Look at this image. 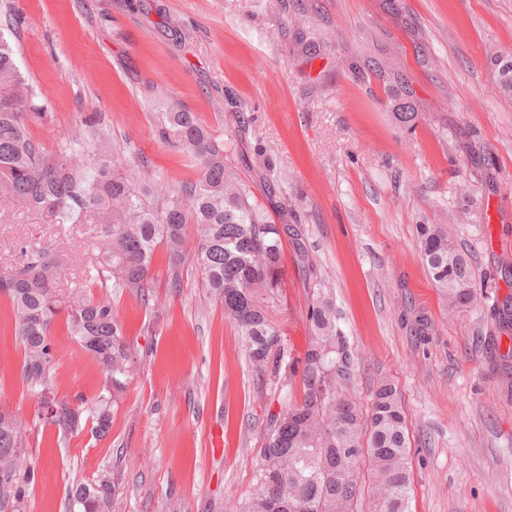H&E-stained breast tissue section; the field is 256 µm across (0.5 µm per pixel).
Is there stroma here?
Segmentation results:
<instances>
[{
  "instance_id": "obj_1",
  "label": "stroma",
  "mask_w": 512,
  "mask_h": 512,
  "mask_svg": "<svg viewBox=\"0 0 512 512\" xmlns=\"http://www.w3.org/2000/svg\"><path fill=\"white\" fill-rule=\"evenodd\" d=\"M15 18L16 63L51 105L32 127L46 146L92 116L174 187L196 173L159 141L160 112L230 135L228 162L269 221L290 225L274 309L289 357L303 354L308 285L322 281L355 355L356 400L368 405L383 378L401 392L410 512H512V390L484 342L512 295V91L499 84L512 0H0V24ZM404 102L409 130L395 117ZM423 224L470 257L480 307L449 310L422 263ZM98 232L2 204L0 273L22 246H56L72 256L58 282L74 286ZM167 269L159 259L154 305L112 298L135 374L102 437L34 423L0 298V407L36 472L28 512H74L71 487L104 472L111 512H234L252 493L267 421L301 383L259 380L192 262L176 288ZM51 340L55 392L94 400L95 360L64 321Z\"/></svg>"
}]
</instances>
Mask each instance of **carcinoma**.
I'll return each mask as SVG.
<instances>
[{
	"instance_id": "cac0c4a2",
	"label": "carcinoma",
	"mask_w": 512,
	"mask_h": 512,
	"mask_svg": "<svg viewBox=\"0 0 512 512\" xmlns=\"http://www.w3.org/2000/svg\"><path fill=\"white\" fill-rule=\"evenodd\" d=\"M48 115L49 103L20 72L14 47L0 31V201L50 224L101 226L95 262L72 289L57 285L56 269L71 258L56 248L24 249L18 266L0 275V296L12 308L23 348L22 377L31 391L38 395L50 384L56 369L50 331L61 317L71 338L105 373L100 395L90 403L80 400L78 418L55 415L39 400L33 422L63 434L77 433L89 422L96 435L109 432L112 405L133 375L134 361L112 301L94 296L89 287L98 283L148 305L157 251H165L171 268L190 255L201 288L224 307L257 376L301 379V402H286L269 418L253 492L239 512H356L364 498L369 512H409L411 466L400 391L390 380L379 382L365 410L352 398V347L335 309L314 285L306 351L288 360L272 319L288 227L269 222L227 163L224 137L195 112L161 113L158 137L185 151L198 171L196 179L167 190L143 161L112 144L94 122L46 147L33 137L30 124ZM419 244L448 308L478 306L475 267L448 240V232L423 224ZM496 317L500 330L512 327L511 298L498 305ZM363 462L368 463L365 481L359 476ZM34 481L20 426L0 410V512H27ZM71 498L80 512H110L112 480L102 474L79 483Z\"/></svg>"
}]
</instances>
